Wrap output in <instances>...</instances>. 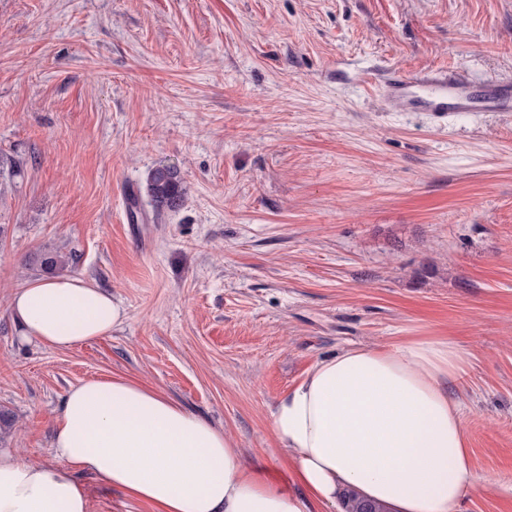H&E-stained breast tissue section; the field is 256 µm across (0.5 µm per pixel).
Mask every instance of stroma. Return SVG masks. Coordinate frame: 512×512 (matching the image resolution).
Here are the masks:
<instances>
[{"instance_id":"stroma-1","label":"stroma","mask_w":512,"mask_h":512,"mask_svg":"<svg viewBox=\"0 0 512 512\" xmlns=\"http://www.w3.org/2000/svg\"><path fill=\"white\" fill-rule=\"evenodd\" d=\"M387 66L511 88L512 0H0V446L54 463L67 391L120 377L289 484L272 414L316 360L447 337L462 512H512V112L390 111ZM161 161L186 200L158 216L130 200ZM44 247L122 305L110 335H22ZM80 480L90 512H155Z\"/></svg>"}]
</instances>
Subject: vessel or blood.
Masks as SVG:
<instances>
[{
	"label": "vessel or blood",
	"mask_w": 512,
	"mask_h": 512,
	"mask_svg": "<svg viewBox=\"0 0 512 512\" xmlns=\"http://www.w3.org/2000/svg\"><path fill=\"white\" fill-rule=\"evenodd\" d=\"M379 88L393 112H512V90L493 81L477 87L466 76L446 70L408 73L390 67L383 71Z\"/></svg>",
	"instance_id": "obj_1"
}]
</instances>
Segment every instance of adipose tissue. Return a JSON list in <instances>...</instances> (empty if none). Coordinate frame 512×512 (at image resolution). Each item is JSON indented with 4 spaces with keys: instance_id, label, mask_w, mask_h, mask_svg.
<instances>
[{
    "instance_id": "1",
    "label": "adipose tissue",
    "mask_w": 512,
    "mask_h": 512,
    "mask_svg": "<svg viewBox=\"0 0 512 512\" xmlns=\"http://www.w3.org/2000/svg\"><path fill=\"white\" fill-rule=\"evenodd\" d=\"M10 315L56 349L110 335L123 319L110 295L78 277L30 282ZM465 361L447 338L317 360L272 414L294 491L251 475L222 429L163 393L121 378L87 380L64 397L55 464L0 449V512H89L82 472L158 512H311L348 490L390 512H461L476 477L448 383Z\"/></svg>"
}]
</instances>
